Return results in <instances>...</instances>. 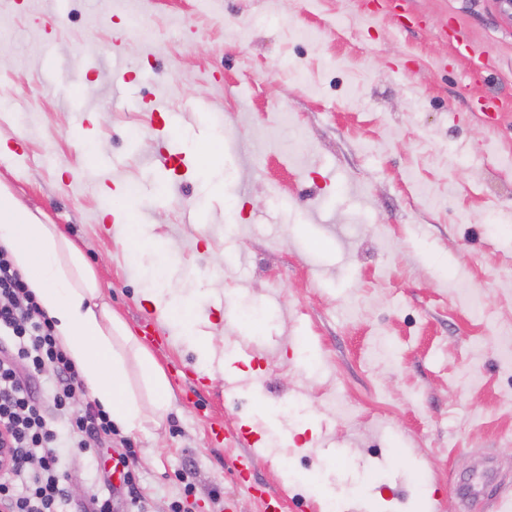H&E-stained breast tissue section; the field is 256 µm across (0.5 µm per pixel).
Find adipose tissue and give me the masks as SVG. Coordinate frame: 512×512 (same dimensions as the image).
Here are the masks:
<instances>
[{
	"mask_svg": "<svg viewBox=\"0 0 512 512\" xmlns=\"http://www.w3.org/2000/svg\"><path fill=\"white\" fill-rule=\"evenodd\" d=\"M0 247L34 292L54 323V331L82 373L83 387L113 423L133 431L147 419L162 418L170 399L167 379L137 336L101 303L95 272L81 250L57 225L44 224L0 184ZM147 300L159 320L179 325L197 352L199 371L210 372L224 354L197 329L198 318L162 288ZM137 365L150 391L140 401L129 386V367Z\"/></svg>",
	"mask_w": 512,
	"mask_h": 512,
	"instance_id": "obj_1",
	"label": "adipose tissue"
}]
</instances>
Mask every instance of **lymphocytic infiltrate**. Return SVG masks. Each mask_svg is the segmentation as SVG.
Listing matches in <instances>:
<instances>
[{
    "label": "lymphocytic infiltrate",
    "instance_id": "f902f5d3",
    "mask_svg": "<svg viewBox=\"0 0 512 512\" xmlns=\"http://www.w3.org/2000/svg\"><path fill=\"white\" fill-rule=\"evenodd\" d=\"M40 387L50 402L36 396ZM114 432L107 412L84 403L81 375L51 319L0 249V443L13 451L0 471V512H61L62 440L87 453Z\"/></svg>",
    "mask_w": 512,
    "mask_h": 512
}]
</instances>
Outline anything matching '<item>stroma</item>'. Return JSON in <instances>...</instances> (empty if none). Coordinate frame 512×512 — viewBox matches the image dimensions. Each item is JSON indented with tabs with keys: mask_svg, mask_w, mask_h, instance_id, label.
<instances>
[{
	"mask_svg": "<svg viewBox=\"0 0 512 512\" xmlns=\"http://www.w3.org/2000/svg\"><path fill=\"white\" fill-rule=\"evenodd\" d=\"M136 9L148 38L113 0H0V182L80 246L173 394L160 422L62 449L67 512L96 492L128 512V448L141 512H263L243 431L281 512H512V23L494 0ZM173 145L175 194L152 165ZM119 205L146 247L107 232ZM154 288L191 303L223 373L197 372Z\"/></svg>",
	"mask_w": 512,
	"mask_h": 512,
	"instance_id": "stroma-1",
	"label": "stroma"
}]
</instances>
